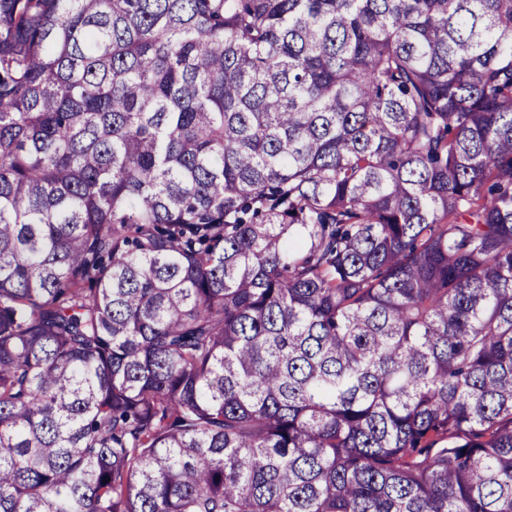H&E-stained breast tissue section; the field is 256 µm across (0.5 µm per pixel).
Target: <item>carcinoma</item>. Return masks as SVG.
<instances>
[{
  "label": "carcinoma",
  "instance_id": "carcinoma-1",
  "mask_svg": "<svg viewBox=\"0 0 512 512\" xmlns=\"http://www.w3.org/2000/svg\"><path fill=\"white\" fill-rule=\"evenodd\" d=\"M0 512H512V0H0Z\"/></svg>",
  "mask_w": 512,
  "mask_h": 512
}]
</instances>
